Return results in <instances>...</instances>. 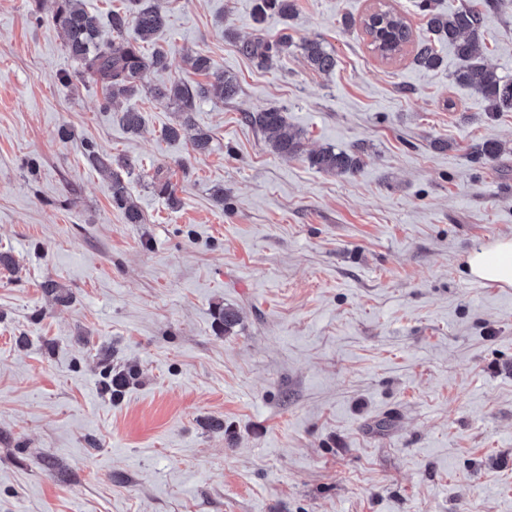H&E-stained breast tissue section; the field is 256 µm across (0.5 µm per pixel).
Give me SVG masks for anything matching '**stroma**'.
Returning a JSON list of instances; mask_svg holds the SVG:
<instances>
[{"label":"stroma","instance_id":"35a3bbf8","mask_svg":"<svg viewBox=\"0 0 512 512\" xmlns=\"http://www.w3.org/2000/svg\"><path fill=\"white\" fill-rule=\"evenodd\" d=\"M164 2L169 64L144 84H212L187 63L199 52L240 85L193 112L204 154L163 139L174 103L124 100L144 114L133 135L99 87H63L77 65L54 0H0V512H512V288L464 260L512 237V111L456 83L448 46L435 70L373 52L375 0H296L290 20L257 19L256 0ZM259 34L295 47L257 66L236 42ZM481 43L512 78V0ZM272 106L304 154L243 119ZM489 139L504 152L483 162ZM85 141L136 160L123 179L144 223H125ZM328 146L360 169L313 167ZM48 276L72 303L43 293ZM224 304L240 313L227 335ZM102 349L140 371L116 399ZM302 48L305 57L314 70L324 74L333 71L336 66V58L331 52L327 51L321 43L308 41L303 44ZM310 164L318 170L332 174H354L362 164L358 153L325 147L308 155Z\"/></svg>","mask_w":512,"mask_h":512}]
</instances>
